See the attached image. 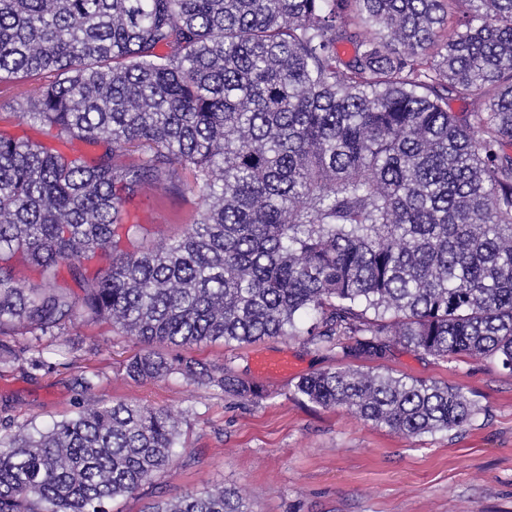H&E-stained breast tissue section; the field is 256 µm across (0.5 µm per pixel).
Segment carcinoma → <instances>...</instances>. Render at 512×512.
Here are the masks:
<instances>
[{"instance_id":"carcinoma-1","label":"carcinoma","mask_w":512,"mask_h":512,"mask_svg":"<svg viewBox=\"0 0 512 512\" xmlns=\"http://www.w3.org/2000/svg\"><path fill=\"white\" fill-rule=\"evenodd\" d=\"M45 71L23 120L102 152L0 133V368L50 369L43 338L104 323L142 345L131 380L250 402L260 386L182 351L305 336L512 371V0H0V80ZM166 183L197 218L122 249L128 195ZM17 258L40 287L16 284ZM294 395L407 437L481 412L381 367ZM183 421L118 400L44 431L1 422L0 512H111L186 448ZM249 509L219 487L150 512Z\"/></svg>"}]
</instances>
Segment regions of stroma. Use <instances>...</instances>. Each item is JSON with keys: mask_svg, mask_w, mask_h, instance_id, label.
Here are the masks:
<instances>
[{"mask_svg": "<svg viewBox=\"0 0 512 512\" xmlns=\"http://www.w3.org/2000/svg\"><path fill=\"white\" fill-rule=\"evenodd\" d=\"M37 80L0 82V131L48 142L45 131L26 124L21 106ZM141 227L139 244L158 245L192 223V199L159 187L140 191L128 206ZM139 346L130 339L82 327L47 343L49 370L0 369V419L44 427L90 404L133 400L184 411L187 451L132 495L119 512H146L156 500L214 487L242 489L255 512H512V372L478 356L437 360L395 346L386 366L396 376L461 387L482 411L448 433L408 438L365 421L346 408L324 409L295 399L304 376L340 364L366 370V357L343 359L338 351H315L303 338H267L242 347L202 344L188 356L226 365L264 389L259 403L242 401L173 375L134 382L125 373ZM288 352L294 372L260 377L259 355ZM98 385L81 393V377Z\"/></svg>", "mask_w": 512, "mask_h": 512, "instance_id": "stroma-1", "label": "stroma"}]
</instances>
